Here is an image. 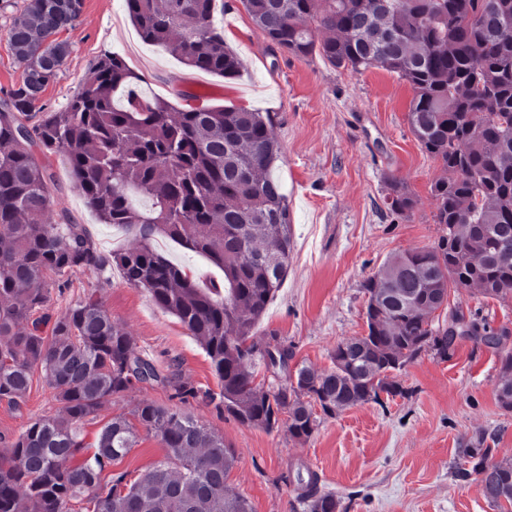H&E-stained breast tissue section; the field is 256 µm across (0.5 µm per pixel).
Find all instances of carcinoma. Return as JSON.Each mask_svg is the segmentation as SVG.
Segmentation results:
<instances>
[{"label": "carcinoma", "mask_w": 512, "mask_h": 512, "mask_svg": "<svg viewBox=\"0 0 512 512\" xmlns=\"http://www.w3.org/2000/svg\"><path fill=\"white\" fill-rule=\"evenodd\" d=\"M141 39L164 47L187 68L234 76L240 62L214 14L222 0H123ZM279 49L331 66L397 74L413 91L408 119L445 176L432 186L444 234L431 250L389 260L366 284L368 334L339 344L333 368L292 364L285 345L251 340L255 323L288 274L293 228L287 196L273 175L279 144L268 112L241 108L176 110L134 97L140 77L109 55L57 112L42 93L73 50L54 38L75 26L83 0H28L7 31L21 84L0 102V400L20 408L33 373L54 390L58 413L38 419L0 453V512H252L229 490L238 466L224 435L185 409L214 406L242 425L308 438L314 407L334 414L402 393L395 372L424 348L442 360L470 340L499 347L505 332L455 311L433 315L448 294L474 288L512 298V0H240ZM68 163L76 188L100 223L135 232L137 245L98 252L86 228L66 215L49 224L47 155ZM395 214L415 201L386 178ZM202 253L224 272V287L204 289L189 269L158 252L156 237ZM508 248L495 250L492 243ZM117 266L204 348L219 391L196 386L173 366L155 364L112 320L91 290L56 319L45 313L47 285L77 270L100 276ZM284 383L265 388L258 366ZM159 388L170 405L139 401L112 417L91 442L81 425L112 396ZM512 411V352L500 356L496 389ZM152 431L162 460L136 479L102 474ZM470 448L472 472L497 512H512V459ZM307 512H338L317 495V475L297 472Z\"/></svg>", "instance_id": "1"}]
</instances>
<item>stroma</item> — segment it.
<instances>
[{"label": "stroma", "mask_w": 512, "mask_h": 512, "mask_svg": "<svg viewBox=\"0 0 512 512\" xmlns=\"http://www.w3.org/2000/svg\"><path fill=\"white\" fill-rule=\"evenodd\" d=\"M24 5L25 0H0V100L22 80L6 32ZM215 21L240 60L231 78L188 69L163 48L144 43L123 0H84L77 25L66 33L73 52L42 103L49 112L65 107L97 59L113 52L140 75L143 95L181 108L179 90L213 87L218 94L207 106L270 113L280 146L274 174L288 198L293 245L288 275L253 333L260 342L292 347L296 361L327 371L339 343L367 333V280L390 256L437 244L442 227L435 222L431 188L442 171L410 129L412 91L396 74L337 69L316 56L299 59L280 51L239 0H224ZM50 163V222L70 216L107 255L134 245L133 233L98 222L62 156L51 155ZM390 177L406 183L415 197L410 215L389 211ZM156 246L187 266L199 285L223 284L221 270L204 255L164 238ZM66 280V286L50 288L52 316L84 292L97 291L138 350L157 363L175 364L196 385L216 388L199 343L146 291L126 284L119 269L104 281L88 270L68 273ZM450 304L505 330L500 350L464 340L446 361L422 351L398 374L403 395L320 416L309 439L292 437L283 425L271 431L248 427L214 407L193 406L197 419L223 433L236 452L232 492L247 499L253 512H305L296 474L307 468L318 476V494L335 496L340 512H494L467 475V451L482 446L512 458V411L496 399L499 353L512 350V301L462 290L451 295ZM57 410L52 389L42 374H34L21 410L0 401V451L30 422Z\"/></svg>", "instance_id": "1"}]
</instances>
